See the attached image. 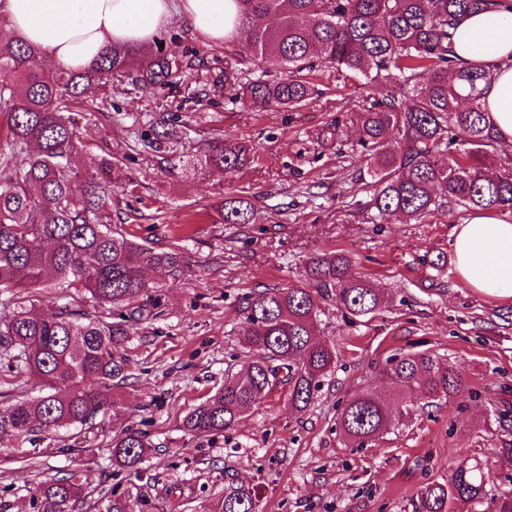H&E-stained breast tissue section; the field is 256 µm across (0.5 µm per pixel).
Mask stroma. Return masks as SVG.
<instances>
[{"label": "stroma", "mask_w": 512, "mask_h": 512, "mask_svg": "<svg viewBox=\"0 0 512 512\" xmlns=\"http://www.w3.org/2000/svg\"><path fill=\"white\" fill-rule=\"evenodd\" d=\"M159 39L190 80L143 92L141 72L90 89L78 106L84 153L75 163L112 158L136 192L115 199L126 230L184 253L187 268L171 279L145 273L162 297L157 319L142 322L114 349L130 360L133 384L121 389L127 425L146 427L152 449L139 474L114 469L112 422L77 441L71 430L49 438L0 433V512H34L31 484L76 476L93 498L118 489L135 512H211L231 483L258 486L259 512H415L422 485L443 481L475 457L489 487L512 485V301L487 297L458 274L452 250L460 207L422 222L375 224L373 190L358 127L351 120L368 96L394 79L367 86L318 65L320 90L297 112L246 108L225 82L229 57L248 60L237 39L211 42L179 19ZM181 115L193 141L230 136L252 143L255 163L232 175L183 178L133 149L152 117ZM251 195L255 220L217 224L214 207L230 192ZM345 249L353 274L369 278L387 303L375 317L345 318L321 303L319 334L343 342L336 371L307 411L276 388L224 433L192 438L184 417L247 368L240 339L243 298L303 283L314 252ZM428 351L459 364L476 399L428 406L364 448L346 445L336 428L344 404L394 393L379 375L387 358Z\"/></svg>", "instance_id": "obj_1"}]
</instances>
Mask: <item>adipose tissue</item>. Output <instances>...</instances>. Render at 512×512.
<instances>
[{
    "label": "adipose tissue",
    "instance_id": "obj_1",
    "mask_svg": "<svg viewBox=\"0 0 512 512\" xmlns=\"http://www.w3.org/2000/svg\"><path fill=\"white\" fill-rule=\"evenodd\" d=\"M235 0H0V17L14 32L61 66L81 70L115 43L149 46L178 17L213 42L235 27ZM453 49L464 62L485 69L482 106L498 140L512 146V10L495 18L479 13L457 27ZM456 269L479 293L512 300V222L495 211L456 225Z\"/></svg>",
    "mask_w": 512,
    "mask_h": 512
}]
</instances>
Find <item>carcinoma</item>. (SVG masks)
<instances>
[{
    "instance_id": "carcinoma-1",
    "label": "carcinoma",
    "mask_w": 512,
    "mask_h": 512,
    "mask_svg": "<svg viewBox=\"0 0 512 512\" xmlns=\"http://www.w3.org/2000/svg\"><path fill=\"white\" fill-rule=\"evenodd\" d=\"M238 37L253 62L286 71L278 81L251 80L240 100L299 111L312 98L310 73L322 61L337 74L376 82L387 72L399 92H387L356 113L361 145L374 179V219L419 221L447 207L512 211V163L489 175L484 159L498 149L481 85L488 73L462 66L452 49L461 20L495 14L504 0H237ZM163 47L149 54L114 44L83 70L65 69L39 49L13 37L0 48V358L39 389L18 395L0 411V432L54 434L62 428L90 431L127 408L116 390L131 378L128 360L112 347L158 316L160 296L149 294L145 267L176 277L183 253L162 250L113 222L115 163L102 159L79 171L73 159L84 148L72 107L93 86L138 68L143 89L171 75ZM180 119L168 113L152 123L145 146L186 178L233 174L255 161L245 140L204 139L168 156L184 139ZM22 161H17L18 157ZM441 187L444 202L435 195ZM255 207L228 193L214 223L251 224ZM343 251H323L304 266L301 287L265 289L245 298L248 324L241 344L248 367L193 409L183 427L206 436L236 426L274 389H288V404L303 412L331 379L342 354L334 340L317 334L318 299H333L345 313L365 318L381 310L384 295L365 276L349 273ZM61 290L48 313L22 293L47 283ZM71 288L82 289L76 296ZM384 379L427 401L476 398L456 366L425 352L395 353ZM409 406L366 393L349 400L337 425L347 445L362 448L408 414ZM151 450L148 433L129 426L112 436V465L136 470ZM85 497L76 476L37 485V512H75ZM418 512H455L487 503L488 512H512V489L488 494L478 460L463 459L451 478L426 483ZM258 491L229 484L216 512H256Z\"/></svg>"
}]
</instances>
